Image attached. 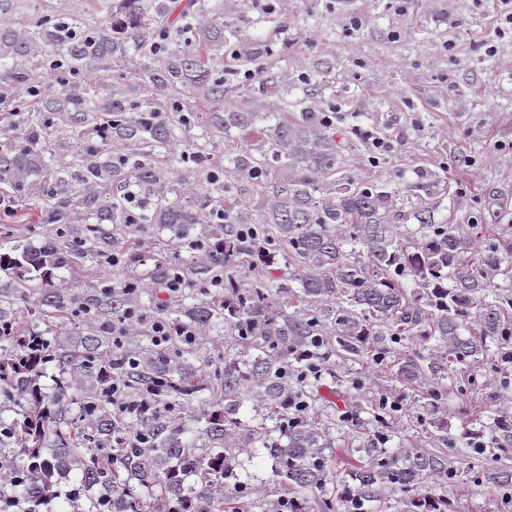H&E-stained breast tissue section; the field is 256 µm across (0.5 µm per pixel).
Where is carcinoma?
Instances as JSON below:
<instances>
[{"mask_svg": "<svg viewBox=\"0 0 512 512\" xmlns=\"http://www.w3.org/2000/svg\"><path fill=\"white\" fill-rule=\"evenodd\" d=\"M91 2L98 18L88 23L18 18L14 0H0V124L18 132L0 146V192L69 237L0 247V512H308V493L323 497L325 512L338 502L344 512H379L388 501L401 512H448V498L425 483L445 490L460 474L440 417L450 373L483 362L493 343V373L505 387L512 378V297L489 278L512 258V232L475 250L471 234L436 223L448 187L426 173L404 202L386 180H354L336 113L252 110V92H277L260 69L230 102L217 70L236 33L224 0ZM147 44L133 87L165 101L101 97L105 73ZM33 59L53 83L32 81ZM20 89L36 113L17 102ZM191 98L206 106L205 143L174 150ZM63 116L77 153L54 170L48 119ZM219 143L224 162L214 163L206 146ZM78 210L92 224L76 233ZM102 224L112 225L110 252L85 246ZM165 235L185 254L155 260L150 288L130 291L120 275L81 296L55 286L65 267L143 262ZM78 304L83 328L73 340L20 328L23 313L65 319ZM131 311L140 343L128 355L112 336ZM202 328L231 337L218 366L200 350ZM409 339L423 349L388 361ZM332 354L391 367L400 389L364 399V420L357 411L323 419L322 407L338 409ZM48 362L60 373L51 393L41 382ZM81 381L92 386L69 396ZM114 383L131 402L121 440ZM415 384L428 390L413 410L404 389ZM19 397L21 417L4 419ZM412 412L443 431L438 447L393 446L388 425ZM350 425L359 446L336 473V434ZM468 437L476 453L506 457L512 418ZM245 448L270 463L261 496ZM74 470L77 492L61 500L55 487Z\"/></svg>", "mask_w": 512, "mask_h": 512, "instance_id": "1", "label": "carcinoma"}]
</instances>
